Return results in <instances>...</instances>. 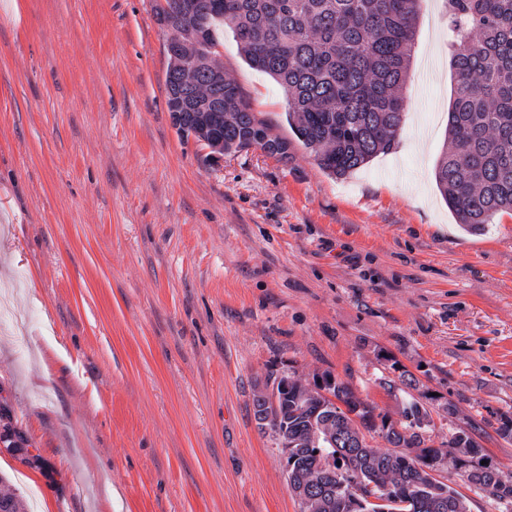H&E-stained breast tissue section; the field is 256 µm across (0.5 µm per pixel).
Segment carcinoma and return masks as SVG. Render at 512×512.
Listing matches in <instances>:
<instances>
[{"instance_id":"obj_1","label":"carcinoma","mask_w":512,"mask_h":512,"mask_svg":"<svg viewBox=\"0 0 512 512\" xmlns=\"http://www.w3.org/2000/svg\"><path fill=\"white\" fill-rule=\"evenodd\" d=\"M422 0H154L166 43L167 106L184 138L230 155L257 146L288 160V141L250 112L237 83L212 61L222 27L246 61L287 95L288 122L324 171L344 177L395 146L405 112L398 90L408 76ZM453 36L455 94L448 109L449 151L434 171L437 188L458 223L477 228L512 212V0H443ZM202 20L200 34L190 28ZM268 426L285 449L288 484L305 485L311 503L300 512H365L361 493L387 501L388 512H458L467 499L438 475L443 465L468 485L512 503V475L475 461L481 446L465 431L438 448L426 443L431 411L412 400L402 420L375 422V407L329 375L310 384L291 375ZM325 387L336 405V433L379 430L396 449L310 440L317 405L298 392ZM0 512H23L0 479Z\"/></svg>"}]
</instances>
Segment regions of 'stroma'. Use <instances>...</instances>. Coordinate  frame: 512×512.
<instances>
[{"label": "stroma", "mask_w": 512, "mask_h": 512, "mask_svg": "<svg viewBox=\"0 0 512 512\" xmlns=\"http://www.w3.org/2000/svg\"><path fill=\"white\" fill-rule=\"evenodd\" d=\"M0 8V477L25 512H299L257 389L330 374L415 399L512 473V214L458 224L454 93L423 0L391 153L336 178L232 32L216 59L288 160H207L167 108L153 0ZM398 383L390 392L385 382ZM117 491L107 497L106 488Z\"/></svg>", "instance_id": "35a3bbf8"}]
</instances>
